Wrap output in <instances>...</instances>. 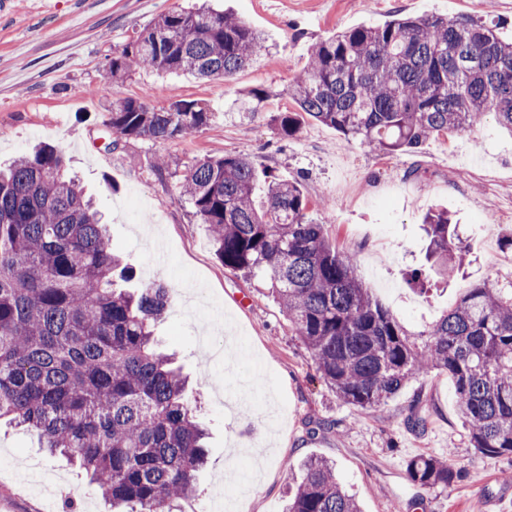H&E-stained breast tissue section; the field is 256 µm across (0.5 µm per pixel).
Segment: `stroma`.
<instances>
[{
	"mask_svg": "<svg viewBox=\"0 0 512 512\" xmlns=\"http://www.w3.org/2000/svg\"><path fill=\"white\" fill-rule=\"evenodd\" d=\"M196 0H8L0 10V166L39 143L62 145L71 173L102 214L116 252L136 284L166 280L171 303L157 337L185 373L203 375L188 392L208 430V463L182 512H197L242 465L253 469L246 512H283L300 464L318 456L361 512H512V458L479 457L470 447L447 374L412 379L382 408L344 403L320 379L294 336L268 280L246 279L216 258L177 184L197 161L224 153L298 182L308 215L354 264L374 297L417 332L489 279L512 286V132L494 121L431 138L417 152L383 154L306 121L293 138L276 119L293 110L288 86L310 50L336 31L377 25L397 14H468L499 21L512 34V0H211L261 32L267 49L232 78L139 69L112 80L107 65L135 32ZM272 97L244 104L245 90ZM162 108L195 101L212 112L196 136L137 139L108 150L109 106L117 98ZM172 161L158 172V157ZM447 207L470 254L448 284L423 292L410 273L426 268L425 214ZM429 414L425 431L407 425ZM450 458L460 472L445 490L412 484L408 462ZM77 486L81 495L64 489ZM0 512H118L84 470L48 454L36 436L0 425Z\"/></svg>",
	"mask_w": 512,
	"mask_h": 512,
	"instance_id": "1",
	"label": "stroma"
}]
</instances>
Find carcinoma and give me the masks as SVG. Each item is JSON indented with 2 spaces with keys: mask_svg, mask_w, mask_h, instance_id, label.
<instances>
[{
  "mask_svg": "<svg viewBox=\"0 0 512 512\" xmlns=\"http://www.w3.org/2000/svg\"><path fill=\"white\" fill-rule=\"evenodd\" d=\"M264 48L240 18L201 6L162 14L122 50L109 74L141 68L228 78ZM284 138L302 116L381 153L414 152L433 137L471 131L488 117L512 130V38L468 14L397 16L338 31L315 44L288 89ZM212 113L195 101L154 109L112 102L121 142L199 133ZM180 192L208 225L225 268L267 277L294 335L323 381L346 403L382 408L414 377L438 371L479 455L512 456V288L465 289L446 314L410 332L309 219L300 185L225 153L185 171ZM429 255L446 280L468 250L445 209L424 217ZM131 268L114 253L63 149L44 145L0 169V419L34 431L78 463L114 506L181 512L205 463L204 431L186 398L189 379L155 349L170 292L163 281L118 288ZM286 512H360L321 457L301 464ZM409 480L448 489V460L410 461Z\"/></svg>",
  "mask_w": 512,
  "mask_h": 512,
  "instance_id": "1",
  "label": "carcinoma"
}]
</instances>
